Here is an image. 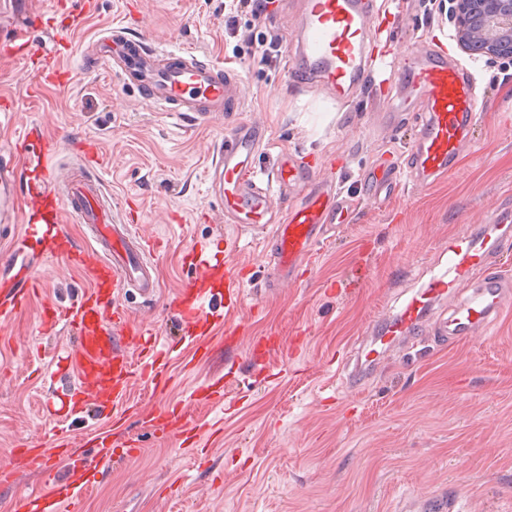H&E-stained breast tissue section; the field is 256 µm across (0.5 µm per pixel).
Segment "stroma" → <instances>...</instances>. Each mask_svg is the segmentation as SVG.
<instances>
[{
    "instance_id": "obj_1",
    "label": "stroma",
    "mask_w": 512,
    "mask_h": 512,
    "mask_svg": "<svg viewBox=\"0 0 512 512\" xmlns=\"http://www.w3.org/2000/svg\"><path fill=\"white\" fill-rule=\"evenodd\" d=\"M26 7L38 16L30 41L50 51L64 39L70 50L66 76L53 80L45 61L0 46V106L16 111L12 125L0 124L13 191L23 193L24 160L14 148L26 127L61 136L62 167L79 162L78 144L99 142L100 177L119 219L138 218L154 241L158 290L151 298L130 290L126 306L132 319L154 325L167 351V384L131 387L125 434L135 451L116 445L115 463L88 468L87 489L65 502V512H405L427 498L460 499L463 512H512V301L490 337L395 349L360 389L346 373L361 337L427 282L450 239L512 211V63L463 52L446 0H386L374 54L398 65L416 42L443 47L476 80L480 115L470 151L451 172L424 187L400 182L377 206L364 195L362 173L398 163L418 128L408 110L385 121L405 91L399 75L364 82L349 102L332 100L295 82L286 60L264 63L225 36L224 0H0V28L9 12ZM293 13V4L275 0L261 20L242 13L236 23L286 41ZM113 25L235 69L242 111L199 126L146 106L109 72L83 68L81 45ZM241 122L265 131L258 173L273 169L284 151L318 172L332 159L354 203L350 223L318 246L301 282L269 296L262 292L267 239L226 223L208 180L225 133ZM198 248L240 270L245 288L230 315L223 296L213 297L218 319L203 357L176 335L168 305L192 273L187 253ZM30 262L38 290L0 331V466L25 442L81 444L111 417L50 408L79 379L63 357L74 330L61 324L45 332L43 310L75 304L90 276L37 252ZM228 325L246 329L237 344L225 342ZM253 336L277 337L279 346L253 357ZM213 381L224 386L223 403L194 402V392ZM176 405L195 414V444L150 420ZM67 476L54 460L20 473L0 486V512H25L28 497Z\"/></svg>"
}]
</instances>
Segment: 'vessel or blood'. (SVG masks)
I'll list each match as a JSON object with an SVG mask.
<instances>
[{"label": "vessel or blood", "mask_w": 512, "mask_h": 512, "mask_svg": "<svg viewBox=\"0 0 512 512\" xmlns=\"http://www.w3.org/2000/svg\"><path fill=\"white\" fill-rule=\"evenodd\" d=\"M384 8L385 0H301L300 24L286 51L300 83L322 84L332 99L348 101L373 63L365 35ZM412 56L405 69L409 94L399 107L423 112L419 136L400 165L378 166L365 174L364 186L371 198L391 196L402 174L423 184L445 175L471 145L469 132L478 107L472 76L430 45L416 46ZM81 58L111 71L122 85L136 90L145 105L189 115L199 125L222 118L237 98L233 72L189 49L168 51L150 46L145 39L130 38L119 26L89 42ZM263 143L259 125L236 126L225 135L209 178L224 202L225 214L234 217L241 230L269 234L273 281L293 283L316 246L349 223L352 208L335 177H316L285 152L265 184L257 185L254 158ZM59 145L58 137H47L28 155L31 172L44 176L30 199L32 211L47 214L49 220L38 224L31 216L24 217L20 236L42 241L49 257L83 269L91 277V287L81 299L64 310L50 308L43 326L52 329L64 322L79 331L70 356L81 385L71 394L66 413L84 415L93 407H111L109 427L92 434L107 461L112 455L107 440L124 426L132 381L158 386L165 380L166 362L152 344L149 328L131 323L120 302L123 289L136 288L149 295L157 282L137 225L121 223L112 212L98 177L101 162L96 148H85L79 167L65 171L52 164ZM298 187L305 193L289 208L287 221L272 223L275 195ZM65 214L90 225L91 245L75 247L63 234L60 220ZM510 238L512 225L502 221L480 225L476 232L450 241L443 269L408 297L397 313L382 321L381 334L362 345L352 377L380 367L400 342L416 346L432 336L460 342L487 333L512 294V279L493 269L497 247ZM192 265L193 276L175 290L170 305L182 330L202 347L214 318L206 308L212 298L211 281L223 278L228 314L240 306L242 291L232 270H220L209 256L195 253ZM35 280L25 262L16 273L0 277V325L30 300ZM441 302L447 303L448 313L434 317ZM123 341L144 350L142 362L132 361L120 350ZM46 456L43 448L22 449L0 471V481L13 482L19 470L42 464Z\"/></svg>", "instance_id": "b4317fda"}]
</instances>
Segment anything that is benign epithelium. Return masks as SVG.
Wrapping results in <instances>:
<instances>
[{"label":"benign epithelium","mask_w":512,"mask_h":512,"mask_svg":"<svg viewBox=\"0 0 512 512\" xmlns=\"http://www.w3.org/2000/svg\"><path fill=\"white\" fill-rule=\"evenodd\" d=\"M458 46L491 61H512V0H448Z\"/></svg>","instance_id":"1"}]
</instances>
